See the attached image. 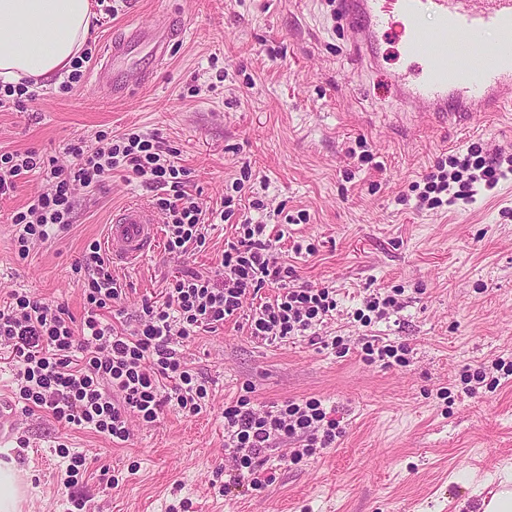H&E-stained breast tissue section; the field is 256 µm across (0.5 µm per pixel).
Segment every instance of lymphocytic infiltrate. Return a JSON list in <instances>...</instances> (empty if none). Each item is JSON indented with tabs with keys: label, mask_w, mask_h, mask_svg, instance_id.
Returning <instances> with one entry per match:
<instances>
[{
	"label": "lymphocytic infiltrate",
	"mask_w": 512,
	"mask_h": 512,
	"mask_svg": "<svg viewBox=\"0 0 512 512\" xmlns=\"http://www.w3.org/2000/svg\"><path fill=\"white\" fill-rule=\"evenodd\" d=\"M74 158L61 168L36 151L0 154V196L9 194L28 172L44 174L47 187L26 210L13 213V241L19 258H27L33 242L48 241L56 230L69 228L75 188L94 191L114 172L160 188L169 195L153 205L165 216L168 254L182 256L205 244L207 212L183 184L185 171L159 133L127 132L109 136L103 146L89 149L71 143ZM512 175V152L484 153L471 143L465 152L438 161L417 197L435 209L444 197L465 200L476 185L494 189ZM84 275V316L75 320L62 305H48L26 292L12 291L0 307V344L10 351L15 397L25 413L45 412L72 425L122 444L131 436L130 417L155 422L161 408L176 404L182 413L200 414L210 400L207 380L188 365L184 343L197 329L218 326L237 316L247 299L257 302L248 317L250 334L273 341L305 335L336 308L330 288L289 283L294 271L272 250L264 222L247 223L229 241L215 274L187 271L175 276L162 303H143L133 331L116 327L110 317L124 290L112 274L99 242H91L75 264ZM280 290L274 300L258 302L265 284ZM227 445L233 450L237 480L260 489L266 451L278 441H292V461L327 448L340 432L322 400H287L260 411L239 399L224 409Z\"/></svg>",
	"instance_id": "obj_1"
}]
</instances>
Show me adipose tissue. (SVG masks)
<instances>
[{
  "instance_id": "adipose-tissue-1",
  "label": "adipose tissue",
  "mask_w": 512,
  "mask_h": 512,
  "mask_svg": "<svg viewBox=\"0 0 512 512\" xmlns=\"http://www.w3.org/2000/svg\"><path fill=\"white\" fill-rule=\"evenodd\" d=\"M91 17L90 0H0V81H62L90 33Z\"/></svg>"
}]
</instances>
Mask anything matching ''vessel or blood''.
Here are the masks:
<instances>
[{
  "label": "vessel or blood",
  "instance_id": "1",
  "mask_svg": "<svg viewBox=\"0 0 512 512\" xmlns=\"http://www.w3.org/2000/svg\"><path fill=\"white\" fill-rule=\"evenodd\" d=\"M354 55L376 60L380 36L395 30L409 67L393 76L394 96L407 111L431 119L468 124L512 104V0H338ZM432 27H425L424 19ZM184 27L172 14L153 23H129L105 46L94 67L92 87L109 88L113 98L129 97L152 82L182 41ZM149 60L136 76L122 66L139 48ZM156 213L130 204L114 211L104 238L113 261L130 263L144 255L158 234ZM20 414L0 400V445L18 428Z\"/></svg>",
  "mask_w": 512,
  "mask_h": 512
}]
</instances>
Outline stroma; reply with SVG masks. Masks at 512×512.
Here are the masks:
<instances>
[{
	"label": "stroma",
	"mask_w": 512,
	"mask_h": 512,
	"mask_svg": "<svg viewBox=\"0 0 512 512\" xmlns=\"http://www.w3.org/2000/svg\"><path fill=\"white\" fill-rule=\"evenodd\" d=\"M117 6L109 14V6ZM86 43L92 55L131 21L151 24L177 13L184 41L153 84L113 100L82 83L73 92L47 86L23 110L0 108V153L37 151L56 165L65 147L99 132H159L177 151L186 189L217 209L243 167L260 181L265 208L236 211L208 230L202 249L173 259L164 241L129 265H113L125 288L118 327L132 329L143 301L161 299L174 275L208 273L245 218L267 219L280 257L298 285L328 287L337 308L314 337L253 338L245 320L198 331L184 348L209 381L210 403L188 417L164 406L151 424L132 420V436L113 444L51 417H26L8 446L36 490L21 512H66L65 443L86 454L92 512H482V501L512 470V376L497 387L465 389L466 370L512 360V178L471 201L439 209L411 194L438 159L480 142L485 153L512 148V111L457 126L400 114L388 77L406 60L391 37L378 71L348 51L336 0H103ZM45 186L25 175L0 198V305L13 289L84 314L75 262L102 240L112 212L150 204L152 188L113 173L104 188L77 189L67 231L19 258L13 212ZM305 211L286 224L278 210ZM312 253H295V245ZM399 291L400 304L370 326L357 321L370 294ZM342 337L347 353L332 348ZM408 345L407 365L362 359V345ZM247 397L258 409L286 400L321 399L342 433L332 447L295 463L289 443L266 452L272 482L222 495L217 470L232 471L224 446V406ZM119 476L103 490V472Z\"/></svg>",
	"instance_id": "stroma-1"
}]
</instances>
